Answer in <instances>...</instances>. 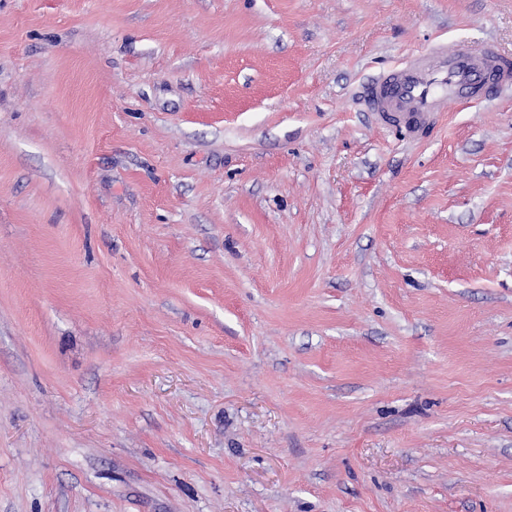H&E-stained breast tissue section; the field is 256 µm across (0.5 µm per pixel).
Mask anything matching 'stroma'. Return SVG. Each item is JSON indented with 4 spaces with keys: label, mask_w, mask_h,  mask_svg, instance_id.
I'll list each match as a JSON object with an SVG mask.
<instances>
[{
    "label": "stroma",
    "mask_w": 512,
    "mask_h": 512,
    "mask_svg": "<svg viewBox=\"0 0 512 512\" xmlns=\"http://www.w3.org/2000/svg\"><path fill=\"white\" fill-rule=\"evenodd\" d=\"M512 0H0V512H512ZM512 84V58L491 43H458L448 50L420 54L372 81L368 92L370 112L409 136L421 135L448 100L477 106L489 101L501 86Z\"/></svg>",
    "instance_id": "obj_1"
}]
</instances>
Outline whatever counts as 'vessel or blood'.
I'll list each match as a JSON object with an SVG mask.
<instances>
[{
    "instance_id": "obj_1",
    "label": "vessel or blood",
    "mask_w": 512,
    "mask_h": 512,
    "mask_svg": "<svg viewBox=\"0 0 512 512\" xmlns=\"http://www.w3.org/2000/svg\"><path fill=\"white\" fill-rule=\"evenodd\" d=\"M512 84V58L490 43L456 44L420 55L372 81L368 106L378 118L401 133L421 135L448 101L476 106Z\"/></svg>"
}]
</instances>
